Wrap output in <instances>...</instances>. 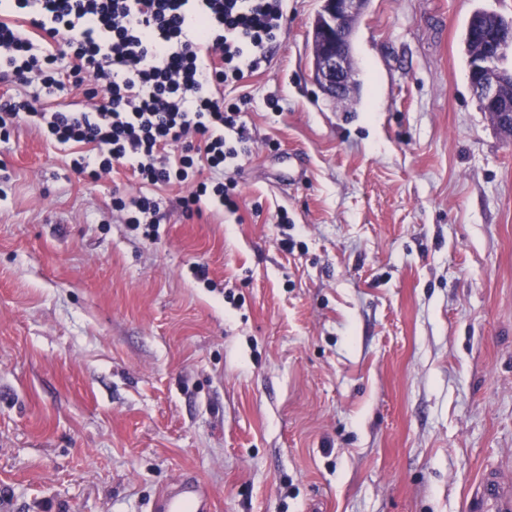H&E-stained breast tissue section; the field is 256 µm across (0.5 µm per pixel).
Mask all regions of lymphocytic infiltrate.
Masks as SVG:
<instances>
[{
    "label": "lymphocytic infiltrate",
    "instance_id": "f902f5d3",
    "mask_svg": "<svg viewBox=\"0 0 512 512\" xmlns=\"http://www.w3.org/2000/svg\"><path fill=\"white\" fill-rule=\"evenodd\" d=\"M10 15L0 19L8 72L48 95L82 90L86 103L40 112L7 99L1 136L27 124L53 145L80 147L72 166L93 182L128 168L143 191L112 204L148 236L160 222V186L186 187L190 215L206 203L237 211L235 182L203 172L239 157L241 105L224 90L260 67L283 0H11Z\"/></svg>",
    "mask_w": 512,
    "mask_h": 512
}]
</instances>
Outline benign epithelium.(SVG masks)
Segmentation results:
<instances>
[{"mask_svg":"<svg viewBox=\"0 0 512 512\" xmlns=\"http://www.w3.org/2000/svg\"><path fill=\"white\" fill-rule=\"evenodd\" d=\"M311 33L313 76L316 84L330 99L349 96L355 90L357 70L351 66V21L359 17L369 0H320ZM484 13H475L470 23L475 30L484 32L492 44V51L474 63L469 69V77L479 78L475 94L482 107L493 105L502 124L512 126V100L502 96L504 72L502 59L512 53V34L503 35L502 28L493 31L484 29Z\"/></svg>","mask_w":512,"mask_h":512,"instance_id":"obj_1","label":"benign epithelium"}]
</instances>
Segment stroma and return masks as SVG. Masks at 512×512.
I'll return each instance as SVG.
<instances>
[{"label": "stroma", "instance_id": "stroma-1", "mask_svg": "<svg viewBox=\"0 0 512 512\" xmlns=\"http://www.w3.org/2000/svg\"><path fill=\"white\" fill-rule=\"evenodd\" d=\"M286 0L247 96L236 213L172 186L144 237L32 127L0 139V512H468L512 483V135L464 36L512 0H370L360 89ZM287 223H279L280 215ZM471 512H511L512 486L504 485L496 472H486L475 489L470 505ZM161 505L164 512H210L212 498L202 481L183 476L163 494Z\"/></svg>", "mask_w": 512, "mask_h": 512}]
</instances>
